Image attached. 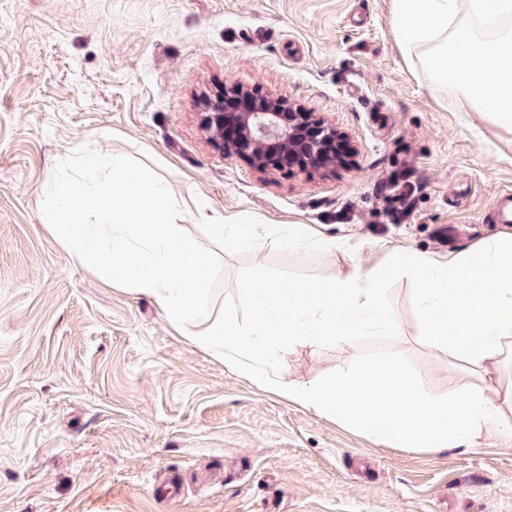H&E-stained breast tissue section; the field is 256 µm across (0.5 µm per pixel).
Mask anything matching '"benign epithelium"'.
Wrapping results in <instances>:
<instances>
[{
    "label": "benign epithelium",
    "instance_id": "1",
    "mask_svg": "<svg viewBox=\"0 0 512 512\" xmlns=\"http://www.w3.org/2000/svg\"><path fill=\"white\" fill-rule=\"evenodd\" d=\"M236 97L230 110L224 99ZM201 126L226 157L244 160L256 173L314 171L334 176L353 154L346 134L313 112H293L273 95L235 86L204 100Z\"/></svg>",
    "mask_w": 512,
    "mask_h": 512
}]
</instances>
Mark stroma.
Returning <instances> with one entry per match:
<instances>
[{
    "label": "stroma",
    "mask_w": 512,
    "mask_h": 512,
    "mask_svg": "<svg viewBox=\"0 0 512 512\" xmlns=\"http://www.w3.org/2000/svg\"><path fill=\"white\" fill-rule=\"evenodd\" d=\"M392 0H0V512H512V432L467 451L402 448L305 408L193 344L159 304L73 260L43 222L45 185L74 150L131 156L163 178L183 230L217 253L211 305L246 265L334 279L397 253L451 257L511 238L485 219L512 187V132L408 63ZM256 87L318 113L356 155L336 176L258 175L214 149L199 100ZM422 188L394 223L379 186ZM340 241L237 249L199 207ZM458 232L448 244V229ZM408 278L389 350L425 389L472 384L503 402L512 353L485 379L427 344ZM363 349L283 355L304 385Z\"/></svg>",
    "instance_id": "35a3bbf8"
}]
</instances>
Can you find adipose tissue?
<instances>
[{"mask_svg":"<svg viewBox=\"0 0 512 512\" xmlns=\"http://www.w3.org/2000/svg\"><path fill=\"white\" fill-rule=\"evenodd\" d=\"M199 220L206 224L212 237L220 239L231 237L232 241L247 247H257L259 242L279 245L285 242L303 247L333 251L337 248L335 240L307 235L302 229L294 225H280L268 230L267 234H260L256 225L243 217L233 221H225L223 216L199 211Z\"/></svg>","mask_w":512,"mask_h":512,"instance_id":"adipose-tissue-1","label":"adipose tissue"}]
</instances>
